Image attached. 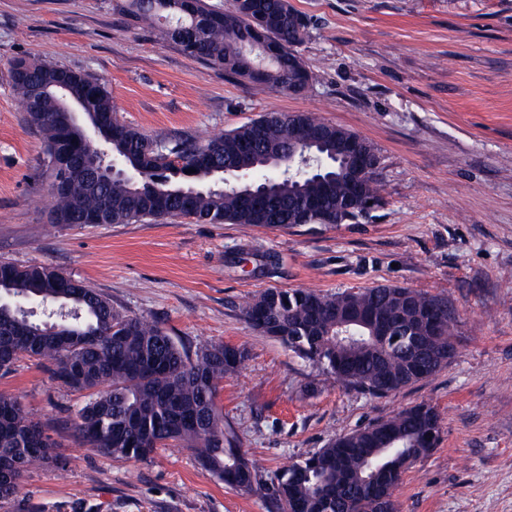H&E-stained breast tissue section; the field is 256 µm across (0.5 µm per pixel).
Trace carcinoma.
Here are the masks:
<instances>
[{
    "instance_id": "1",
    "label": "carcinoma",
    "mask_w": 512,
    "mask_h": 512,
    "mask_svg": "<svg viewBox=\"0 0 512 512\" xmlns=\"http://www.w3.org/2000/svg\"><path fill=\"white\" fill-rule=\"evenodd\" d=\"M116 7L186 56L258 87L291 94L309 87L307 67L288 66V57L299 55L308 26L289 0H228L223 9L193 0L187 10L166 0H120ZM14 67V88L28 124L43 136L52 181L76 162L81 142L79 128L58 109L55 85L66 70L34 60H19ZM69 87L76 97L91 95L107 148L139 170L141 180L134 186L90 169L71 177L66 194L48 188L56 224H86L103 206L112 224L171 218L244 227L358 224L364 219L362 203L382 204L378 174L357 186L349 179L351 160L339 146L350 130L311 113L274 112L269 123L258 118L203 140H167L166 154L151 156L146 142L152 137L116 118L103 84L73 71ZM270 145L284 151L306 146L310 164L322 170L305 174L286 168L269 193L250 201L232 187L211 189L222 178L221 169L262 172ZM1 289L79 310L69 328L76 339L64 345L24 312L0 305V371L11 370L22 355L41 357L51 361L63 383L92 391L76 413L75 434L105 454L144 459L159 448L189 450L230 487H266L277 512H397L394 489L440 440V416L423 401L337 436L264 482L258 465L234 444L216 406L218 384L240 368L243 351L212 345L192 358L159 326L115 310L90 288L81 302L67 297L70 277L47 265L0 262ZM244 316L319 365L326 380L371 396L421 381L412 373L420 337L431 364L427 376L446 367L456 320L447 298L387 284L336 294L271 288L244 308ZM52 447L22 402L1 393L0 498L16 496L33 465L64 467Z\"/></svg>"
}]
</instances>
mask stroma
I'll return each mask as SVG.
<instances>
[{
	"label": "stroma",
	"mask_w": 512,
	"mask_h": 512,
	"mask_svg": "<svg viewBox=\"0 0 512 512\" xmlns=\"http://www.w3.org/2000/svg\"><path fill=\"white\" fill-rule=\"evenodd\" d=\"M117 0H0V261L45 264L189 355L244 351L221 382L224 423L264 475L337 435L426 401L442 439L394 492L399 512H512V0H290L308 21L302 94L258 88L161 44ZM34 58L106 85L118 120L193 138L266 112H312L366 138L384 203L363 224L245 228L189 219L53 224L40 196L44 144L13 88ZM273 255L274 268L256 262ZM378 283L448 298L454 355L436 375L371 397L243 317L267 288L335 294ZM55 444L63 468L27 472L0 512H274L188 451L115 458L74 435L88 392L23 356L0 371Z\"/></svg>",
	"instance_id": "obj_1"
}]
</instances>
